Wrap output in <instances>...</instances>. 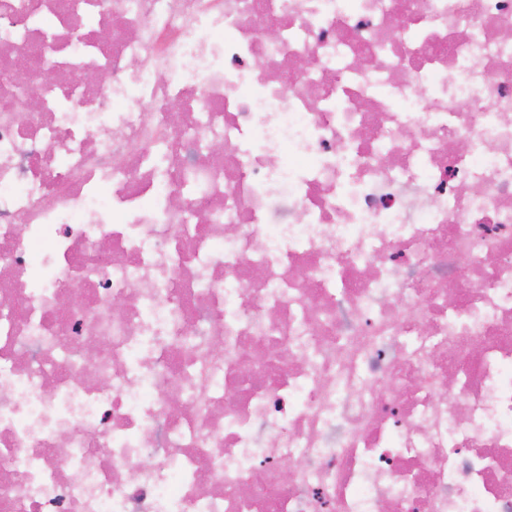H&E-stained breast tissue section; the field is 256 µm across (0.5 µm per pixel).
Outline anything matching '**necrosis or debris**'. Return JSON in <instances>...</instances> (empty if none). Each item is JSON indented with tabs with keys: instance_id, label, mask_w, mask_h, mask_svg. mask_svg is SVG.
<instances>
[{
	"instance_id": "necrosis-or-debris-1",
	"label": "necrosis or debris",
	"mask_w": 512,
	"mask_h": 512,
	"mask_svg": "<svg viewBox=\"0 0 512 512\" xmlns=\"http://www.w3.org/2000/svg\"><path fill=\"white\" fill-rule=\"evenodd\" d=\"M0 512H512V0H0Z\"/></svg>"
}]
</instances>
